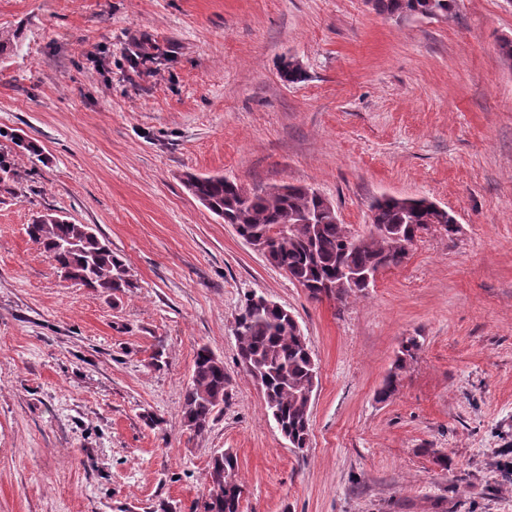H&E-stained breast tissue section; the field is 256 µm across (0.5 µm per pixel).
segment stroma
Returning <instances> with one entry per match:
<instances>
[{"mask_svg": "<svg viewBox=\"0 0 512 512\" xmlns=\"http://www.w3.org/2000/svg\"><path fill=\"white\" fill-rule=\"evenodd\" d=\"M0 37V512H195L226 451L244 512H512V0L401 20L370 0H0ZM135 42L162 53L131 66ZM189 173L315 189L355 231L378 197H425L462 231L424 234L364 297L316 301ZM48 209L108 240L133 292L62 281L25 231ZM252 294L295 313L318 364L307 450L239 364ZM203 345L231 398L196 436ZM419 349V341L414 336L406 338L402 343L394 362V371L388 375L382 387L377 392V398L379 401L384 402L394 395L402 373H404L408 368V365L415 360Z\"/></svg>", "mask_w": 512, "mask_h": 512, "instance_id": "obj_1", "label": "stroma"}]
</instances>
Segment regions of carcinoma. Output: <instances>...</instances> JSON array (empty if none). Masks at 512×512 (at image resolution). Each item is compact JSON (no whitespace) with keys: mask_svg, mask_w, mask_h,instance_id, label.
Wrapping results in <instances>:
<instances>
[{"mask_svg":"<svg viewBox=\"0 0 512 512\" xmlns=\"http://www.w3.org/2000/svg\"><path fill=\"white\" fill-rule=\"evenodd\" d=\"M375 9L390 17H446L456 0H373ZM186 188L207 210L226 224H235L239 236L258 241L267 250L271 263L290 279L310 289V297L321 299V286L337 283L347 269L362 270L401 265L429 224H443V233L452 239L458 234L447 213L444 219L423 207V199L383 197L371 206V225L397 229L400 240L392 243L369 235L359 247L350 243L352 232L330 211L328 199L317 191L290 185L285 192L272 189L251 192L224 176L186 178ZM314 219L315 234L309 235L299 220ZM31 240L40 244L54 268L66 273V281L90 288L114 300L126 295L134 283L129 268L109 242L88 224H75L48 209L27 227ZM370 285L336 288L331 298L345 301L367 294ZM239 359L251 364L252 377L261 381L266 409L272 419L296 442L300 451L309 447L310 415L308 393L317 365L307 337L299 335L288 315L276 307L245 305L236 321ZM420 349L416 337L406 338L392 371L377 392L378 400H388L397 390L402 373ZM229 399L224 361L210 348L200 347L183 401V420L194 434L203 433L214 415ZM237 458L224 453L214 456L206 473L208 501L203 512H237L243 485L236 478Z\"/></svg>","mask_w":512,"mask_h":512,"instance_id":"1","label":"carcinoma"}]
</instances>
